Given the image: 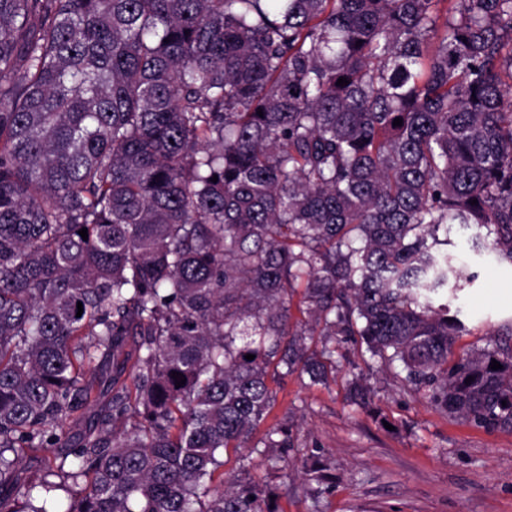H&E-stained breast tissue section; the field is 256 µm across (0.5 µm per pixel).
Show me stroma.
<instances>
[{
  "instance_id": "stroma-1",
  "label": "stroma",
  "mask_w": 512,
  "mask_h": 512,
  "mask_svg": "<svg viewBox=\"0 0 512 512\" xmlns=\"http://www.w3.org/2000/svg\"><path fill=\"white\" fill-rule=\"evenodd\" d=\"M476 226H453L448 252L465 273L448 292L468 327L455 352L485 346L493 330L512 323V265L474 251ZM328 386L305 388L290 376L277 389L269 424L289 422L303 443L292 458L310 468L327 459L332 485L313 497L291 477L278 512H512V431L487 432L450 419L425 399L397 387L391 371L365 364L355 347ZM374 391L362 410L345 401L352 375Z\"/></svg>"
}]
</instances>
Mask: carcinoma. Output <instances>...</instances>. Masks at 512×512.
<instances>
[{"label":"carcinoma","instance_id":"1","mask_svg":"<svg viewBox=\"0 0 512 512\" xmlns=\"http://www.w3.org/2000/svg\"><path fill=\"white\" fill-rule=\"evenodd\" d=\"M455 224L512 264V0H0V512H277L271 382L355 336L512 430Z\"/></svg>","mask_w":512,"mask_h":512}]
</instances>
